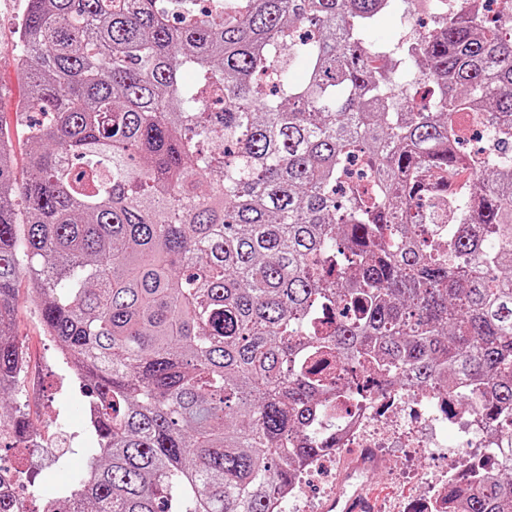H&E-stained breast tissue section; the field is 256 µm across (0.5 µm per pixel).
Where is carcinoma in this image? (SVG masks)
<instances>
[{
	"label": "carcinoma",
	"mask_w": 512,
	"mask_h": 512,
	"mask_svg": "<svg viewBox=\"0 0 512 512\" xmlns=\"http://www.w3.org/2000/svg\"><path fill=\"white\" fill-rule=\"evenodd\" d=\"M408 2L27 0L0 395L24 276L100 441L53 512H270L327 448L338 366L467 381L504 459L469 461L448 512H512V24L430 0L421 48L374 42Z\"/></svg>",
	"instance_id": "obj_1"
}]
</instances>
